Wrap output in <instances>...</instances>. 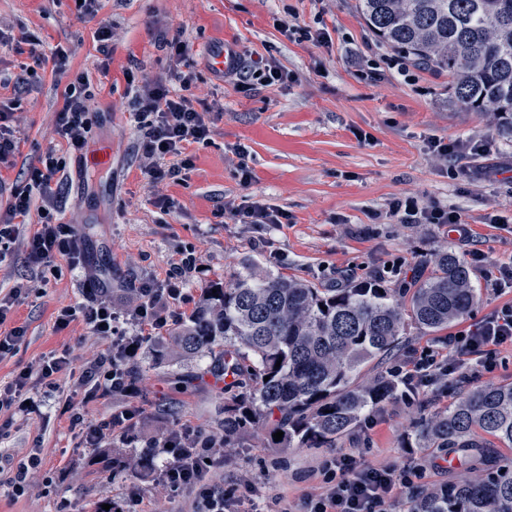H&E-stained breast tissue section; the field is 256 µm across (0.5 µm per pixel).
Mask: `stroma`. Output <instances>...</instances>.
I'll use <instances>...</instances> for the list:
<instances>
[{
    "mask_svg": "<svg viewBox=\"0 0 512 512\" xmlns=\"http://www.w3.org/2000/svg\"><path fill=\"white\" fill-rule=\"evenodd\" d=\"M102 20L112 23L107 57L94 38ZM284 21L323 30L328 41L289 38L280 28ZM175 29L183 30L198 63L196 108L213 133L187 145L192 166L183 180L155 184L142 174L126 71L165 77L175 63L159 35ZM228 40L288 72L287 82L242 92L222 80L208 66L209 52ZM36 42L64 49L70 71L88 72L96 84L94 139L112 143V170L99 181L111 185L112 195L78 192L73 175L79 154L56 133V94L68 79L38 70L33 90L19 97L14 113L19 153L0 179L14 183L40 155L54 151L66 175L56 215L98 257L77 265L57 257L56 274L45 277L19 242L0 262V294L27 289L11 319L24 327L25 340L0 359V385L53 351L69 350L79 366L106 351L107 341L94 336L82 316L57 329L58 309L87 304V286L98 278L113 303L126 307L130 287L164 279L180 250L198 259V270L184 277L186 293L196 300L210 283L249 265L319 287L374 276L410 283L446 247L468 263L478 290L461 325L512 304V287H491L481 273L485 264L512 266V143L497 137L493 113L470 112L454 100L447 73L415 62L406 77L391 69L395 51L368 30L358 0H101L96 19L86 22L74 0H0V73L25 75ZM104 60L105 76L98 71ZM480 138L489 140V152L449 161L431 149L438 139ZM243 162L254 175L247 186L240 181ZM245 196L286 213L287 223L257 228L226 221L220 214L225 202ZM405 196L459 211L471 237L459 239L442 224L399 223L389 210ZM493 214L502 223H489ZM208 365L205 358L159 362L148 345L128 363L137 397L109 395L88 403L83 389L64 379L38 410L0 413V456L18 459L36 451L42 459L23 495L0 485V512H101L103 505L121 504L131 490L144 512H193L192 491H174L157 480L154 471L164 456H154L151 471L134 465L150 441L181 427L219 441L211 478L237 488L243 501L235 512H301L305 494L322 485L321 463L349 452L378 468L413 470L394 505V512H406L412 494L472 475L458 453L448 452L435 467L430 451L405 447L411 421L472 389L511 384L512 345L499 348L492 371L465 365L467 383L451 388L433 379L414 404L390 401L334 449L272 448L261 431L251 432L243 447H223L224 381ZM128 404L142 408V425L134 442L112 439L107 452L123 464L102 470L104 451L81 443L70 417L80 409L87 422L100 424Z\"/></svg>",
    "mask_w": 512,
    "mask_h": 512,
    "instance_id": "35a3bbf8",
    "label": "stroma"
}]
</instances>
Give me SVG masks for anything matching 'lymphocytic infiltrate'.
<instances>
[{"instance_id":"f902f5d3","label":"lymphocytic infiltrate","mask_w":512,"mask_h":512,"mask_svg":"<svg viewBox=\"0 0 512 512\" xmlns=\"http://www.w3.org/2000/svg\"><path fill=\"white\" fill-rule=\"evenodd\" d=\"M162 43L178 64L169 80H148L131 70L126 73L141 132L138 149L146 160L143 172L154 183L180 180L183 170L191 166L190 160L181 156L184 146L208 140L211 133L203 113L194 106L191 88L196 74L183 33H163ZM227 75L245 91L257 83L273 86L288 78L287 73L262 57L248 62L237 59ZM70 76L56 124L59 135L80 153L88 150L93 139L88 102L94 92L88 73L81 71ZM62 169V162L50 151L28 168L23 181L12 184L6 214L0 217V261L17 241L20 226L30 216L34 201L39 199L47 204L54 200ZM391 214L405 224H444L460 238L470 235L460 212L424 205L413 196L395 201ZM40 218L39 228L25 242L28 262L51 272L57 256L79 261V242L71 225L57 222L47 207L41 210ZM195 266L193 254H179L163 280L140 283L136 301L126 311L117 310L104 293L85 305L79 313L95 336L108 341L107 352L79 369L68 355L54 353L43 357L38 367L20 369L10 382L0 387V411L28 413L34 385L41 383L53 388L62 376L77 377L88 402L113 392L135 395L137 387L127 363L140 353L150 337L162 335L182 317V306L188 300L183 291V277ZM126 321L135 325V333L120 330V323ZM507 343L512 344V305L493 311L460 333L449 334L443 346L427 347L422 358L407 360L396 367V374L410 384L403 393L405 402H412L419 395L414 380L436 375L454 377L457 363L472 355L481 357L485 368H492L498 348ZM142 415L140 407L131 406L101 425L85 423L83 414L78 412L73 414L72 422L78 426L84 443L97 448L113 433L123 436L132 433ZM158 445L167 456L159 474L164 485L174 490H193L197 497L196 512H229L232 491L209 478L208 460L215 446L210 437L195 430L177 429L163 435ZM321 471L326 489L307 496L303 512H392L395 489L409 484L412 476L406 469L373 467L352 454L326 459Z\"/></svg>"}]
</instances>
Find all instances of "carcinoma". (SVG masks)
Here are the masks:
<instances>
[{
	"label": "carcinoma",
	"instance_id": "carcinoma-1",
	"mask_svg": "<svg viewBox=\"0 0 512 512\" xmlns=\"http://www.w3.org/2000/svg\"><path fill=\"white\" fill-rule=\"evenodd\" d=\"M359 7L375 36L448 72L457 102L494 113L497 135L512 142V0H359ZM476 297L470 269L448 249L435 252L429 274L409 288H318L248 266L205 288L154 352L161 361L209 355L210 372L228 379L224 447L265 429L284 432L275 448H334L398 396L388 372L366 380L364 369L391 356L407 326L434 335ZM489 438L512 449V383L479 387L420 417L405 447L453 450L475 476L411 496L407 512H512V458L491 460Z\"/></svg>",
	"mask_w": 512,
	"mask_h": 512
}]
</instances>
